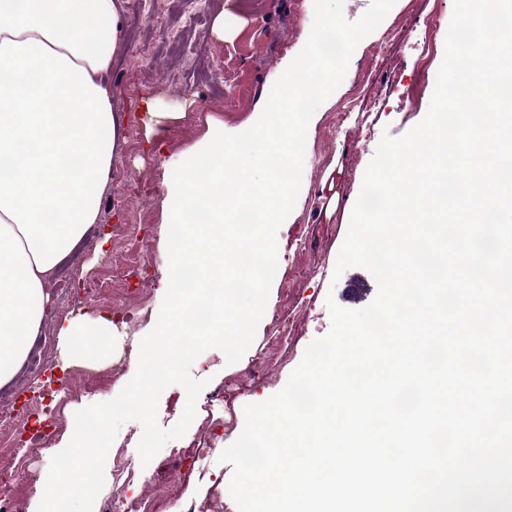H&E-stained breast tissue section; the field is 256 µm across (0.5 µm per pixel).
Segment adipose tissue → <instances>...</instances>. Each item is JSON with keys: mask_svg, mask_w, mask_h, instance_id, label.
Segmentation results:
<instances>
[{"mask_svg": "<svg viewBox=\"0 0 512 512\" xmlns=\"http://www.w3.org/2000/svg\"><path fill=\"white\" fill-rule=\"evenodd\" d=\"M119 0H0V385L23 366L50 296L47 284L97 223L122 120L107 75ZM72 319L69 360L92 363L91 333Z\"/></svg>", "mask_w": 512, "mask_h": 512, "instance_id": "1", "label": "adipose tissue"}]
</instances>
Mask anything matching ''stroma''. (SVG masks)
Masks as SVG:
<instances>
[{
	"instance_id": "obj_1",
	"label": "stroma",
	"mask_w": 512,
	"mask_h": 512,
	"mask_svg": "<svg viewBox=\"0 0 512 512\" xmlns=\"http://www.w3.org/2000/svg\"><path fill=\"white\" fill-rule=\"evenodd\" d=\"M133 2L121 0L120 47L111 71L113 107L122 120L125 144L112 161V182L103 194L98 223L63 263L70 277L68 294L52 296L44 316L42 329L53 336L49 364L37 374L23 368L10 382L14 388L26 384L34 391L45 386L62 390V398L53 399L49 409L66 423L49 450L38 454L27 456L17 446H0V468L12 471L21 483L22 512H35L51 459L63 448L76 411L117 396L137 369L134 359L140 342L152 330L169 284L161 247L162 199L185 149L209 130L239 133L256 123L284 60L303 49L314 18L312 0H204L199 17L192 21L186 0H169L167 15L152 22L136 16ZM226 7L232 12L231 28L219 38L213 22ZM429 13L449 26L453 0H395L379 27L358 44L343 82L318 108L306 137L300 192L287 223L277 230L278 273L252 345L237 363L227 364L220 350L210 349L191 367L192 376L204 381L205 387L197 399L195 425L173 440V447H186L197 438L198 424L206 414L229 418L232 427L211 431L209 455H184L182 473L175 476L163 470L160 458L142 464L137 450L142 427L134 421L123 424L113 445L123 449L138 472L137 479L123 487V496L151 501L156 512H198L203 501L209 502V512H238L229 493L233 467L220 456L241 435L245 406L281 391L306 346L329 332L327 298L351 310L363 309L375 298L377 283L367 269L351 267L339 274L335 266L365 171L382 136L403 135L428 111L445 48L444 37H437L427 67H419L415 47ZM383 41L388 44L385 56L372 57L370 47ZM136 45L149 46L150 55L134 58ZM134 71L139 74V98L155 99L157 111L164 114L151 129L126 95ZM361 77L366 80L365 96L379 100V112L368 122L362 113L352 112L343 125L332 126V113L354 92ZM135 214L142 218L135 244L151 254V265L131 282L130 295L115 294L98 311L86 308L89 288L111 277L113 257L135 245L115 235L113 225L129 223ZM307 228L314 235L305 249L286 252L287 242ZM78 309L90 321L112 311L133 310V319L118 325L114 339L112 357L124 367L120 377L78 383L73 369L65 366L57 334ZM277 310L286 317L288 343L274 349L270 314ZM229 386L237 387V394L229 401H217V392Z\"/></svg>"
}]
</instances>
